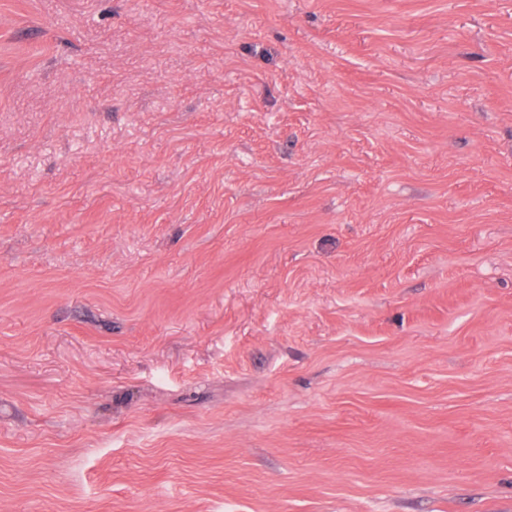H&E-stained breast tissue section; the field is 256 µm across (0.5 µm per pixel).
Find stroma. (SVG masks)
I'll return each instance as SVG.
<instances>
[{"mask_svg":"<svg viewBox=\"0 0 512 512\" xmlns=\"http://www.w3.org/2000/svg\"><path fill=\"white\" fill-rule=\"evenodd\" d=\"M0 512H512V0H0Z\"/></svg>","mask_w":512,"mask_h":512,"instance_id":"stroma-1","label":"stroma"}]
</instances>
